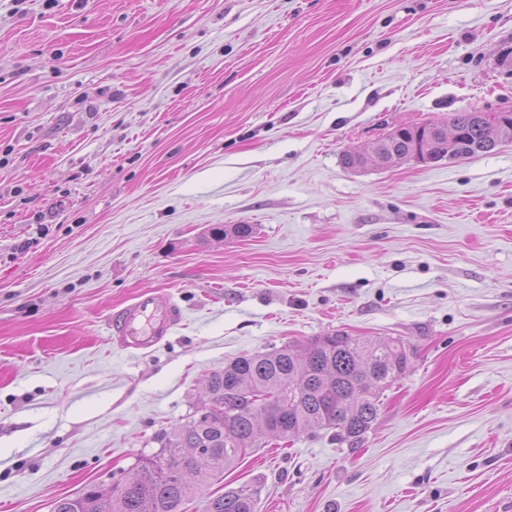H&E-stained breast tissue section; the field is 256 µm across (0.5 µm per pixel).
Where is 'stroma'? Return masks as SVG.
<instances>
[{
	"mask_svg": "<svg viewBox=\"0 0 512 512\" xmlns=\"http://www.w3.org/2000/svg\"><path fill=\"white\" fill-rule=\"evenodd\" d=\"M512 0H0V507L133 474L237 356L344 332L409 371L213 492L255 512H512V143L344 169L512 110ZM248 224V237L221 228ZM184 319L144 353L112 312ZM183 319L173 301L148 292L112 313V341L124 350L146 351L157 345ZM255 491L245 486L230 488L224 493L213 494L207 504V512H254Z\"/></svg>",
	"mask_w": 512,
	"mask_h": 512,
	"instance_id": "35a3bbf8",
	"label": "stroma"
}]
</instances>
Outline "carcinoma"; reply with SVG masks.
<instances>
[{"mask_svg": "<svg viewBox=\"0 0 512 512\" xmlns=\"http://www.w3.org/2000/svg\"><path fill=\"white\" fill-rule=\"evenodd\" d=\"M448 127L457 138L426 135L424 126L397 127L370 148L380 160L420 153L421 162L466 159L512 143L508 126L484 120L476 110L454 112ZM367 155L347 149V170L365 167ZM399 339L371 340L342 332L313 338L306 346L241 355L207 376L205 399L192 420L156 437L158 451L142 454L133 478L107 489L59 497L52 512H186L185 504L239 460L262 447L264 436L280 440L313 428L333 429L351 444L377 419L385 385L408 368ZM255 491L245 486L212 495L206 512H255Z\"/></svg>", "mask_w": 512, "mask_h": 512, "instance_id": "1", "label": "carcinoma"}]
</instances>
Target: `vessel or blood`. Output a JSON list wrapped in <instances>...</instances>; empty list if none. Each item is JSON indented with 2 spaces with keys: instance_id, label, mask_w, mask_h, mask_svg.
I'll return each instance as SVG.
<instances>
[{
  "instance_id": "1",
  "label": "vessel or blood",
  "mask_w": 512,
  "mask_h": 512,
  "mask_svg": "<svg viewBox=\"0 0 512 512\" xmlns=\"http://www.w3.org/2000/svg\"><path fill=\"white\" fill-rule=\"evenodd\" d=\"M183 319L173 301L148 292L113 312L110 330L114 343L125 350L146 351L157 345Z\"/></svg>"
}]
</instances>
